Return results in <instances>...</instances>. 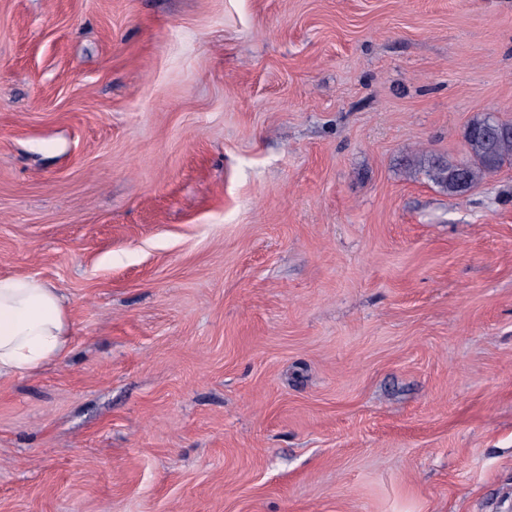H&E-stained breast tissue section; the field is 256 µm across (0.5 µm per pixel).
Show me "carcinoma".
Wrapping results in <instances>:
<instances>
[{"mask_svg":"<svg viewBox=\"0 0 512 512\" xmlns=\"http://www.w3.org/2000/svg\"><path fill=\"white\" fill-rule=\"evenodd\" d=\"M465 141L469 154L466 161L454 165L431 156L424 165L430 180L452 194L466 193L504 159H512V123L487 116L477 118L468 126Z\"/></svg>","mask_w":512,"mask_h":512,"instance_id":"obj_1","label":"carcinoma"}]
</instances>
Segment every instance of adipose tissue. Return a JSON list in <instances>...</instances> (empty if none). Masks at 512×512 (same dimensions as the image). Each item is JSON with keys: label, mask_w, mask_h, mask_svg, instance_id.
<instances>
[{"label": "adipose tissue", "mask_w": 512, "mask_h": 512, "mask_svg": "<svg viewBox=\"0 0 512 512\" xmlns=\"http://www.w3.org/2000/svg\"><path fill=\"white\" fill-rule=\"evenodd\" d=\"M72 336L59 288L28 275L0 274V380L61 361Z\"/></svg>", "instance_id": "obj_1"}]
</instances>
